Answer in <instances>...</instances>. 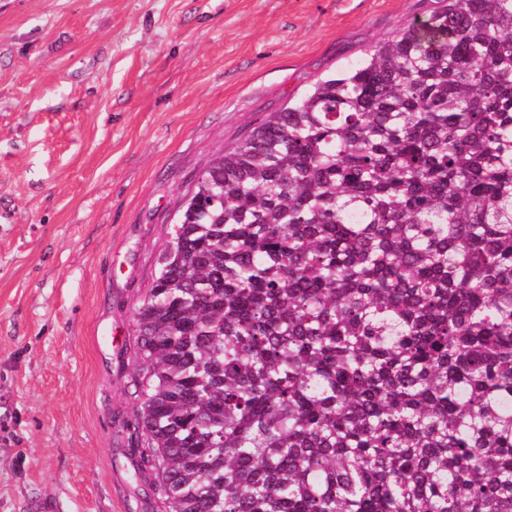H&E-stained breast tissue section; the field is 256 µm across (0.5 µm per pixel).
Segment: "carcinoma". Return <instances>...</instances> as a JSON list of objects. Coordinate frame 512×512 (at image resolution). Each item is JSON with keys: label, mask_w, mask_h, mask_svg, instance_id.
I'll return each instance as SVG.
<instances>
[{"label": "carcinoma", "mask_w": 512, "mask_h": 512, "mask_svg": "<svg viewBox=\"0 0 512 512\" xmlns=\"http://www.w3.org/2000/svg\"><path fill=\"white\" fill-rule=\"evenodd\" d=\"M156 265L172 512H512V0H436L270 113Z\"/></svg>", "instance_id": "obj_1"}]
</instances>
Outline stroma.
I'll use <instances>...</instances> for the list:
<instances>
[{
  "label": "stroma",
  "instance_id": "stroma-1",
  "mask_svg": "<svg viewBox=\"0 0 512 512\" xmlns=\"http://www.w3.org/2000/svg\"><path fill=\"white\" fill-rule=\"evenodd\" d=\"M432 0H0V512H170L135 314L211 156Z\"/></svg>",
  "mask_w": 512,
  "mask_h": 512
}]
</instances>
